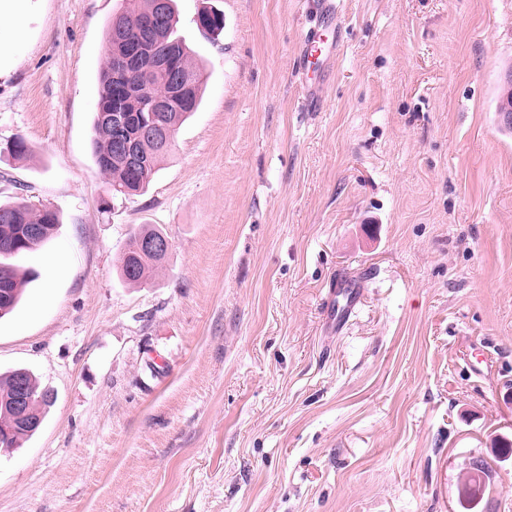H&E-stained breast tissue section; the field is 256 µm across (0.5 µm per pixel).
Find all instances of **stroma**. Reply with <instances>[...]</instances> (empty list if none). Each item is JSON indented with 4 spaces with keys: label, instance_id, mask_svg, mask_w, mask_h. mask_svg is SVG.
Here are the masks:
<instances>
[{
    "label": "stroma",
    "instance_id": "stroma-1",
    "mask_svg": "<svg viewBox=\"0 0 512 512\" xmlns=\"http://www.w3.org/2000/svg\"><path fill=\"white\" fill-rule=\"evenodd\" d=\"M122 0H27L0 26V203L60 222L15 258L0 374L54 403L0 450V512H466L486 463L512 512V0H176L202 105L149 186L112 199L91 150ZM224 13L205 36L203 8ZM170 254L125 284L133 231ZM363 296L326 333L340 283ZM164 237L162 239H159ZM145 248L152 254L146 252L142 247V241ZM170 243L164 232L158 225H143L135 231L129 239V242L119 259L118 270L120 277L124 282L130 285L142 286L148 284L164 267L169 252ZM156 255V256H155ZM484 463V461H483ZM482 459L476 458L469 464V476L460 487V496L471 504H477L482 499V486L485 481Z\"/></svg>",
    "mask_w": 512,
    "mask_h": 512
}]
</instances>
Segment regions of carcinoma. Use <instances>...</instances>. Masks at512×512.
I'll return each instance as SVG.
<instances>
[{
  "instance_id": "obj_1",
  "label": "carcinoma",
  "mask_w": 512,
  "mask_h": 512,
  "mask_svg": "<svg viewBox=\"0 0 512 512\" xmlns=\"http://www.w3.org/2000/svg\"><path fill=\"white\" fill-rule=\"evenodd\" d=\"M128 6L116 13L107 25V54L101 77L98 107L112 102V46L119 39L143 43V49L131 71V80L151 95L169 92L171 72L160 69L156 61L177 48L175 70L192 84L191 99L174 103L169 111L160 113L161 126L170 133L167 141L137 135L139 164L127 161L114 147L112 120L109 113L94 112L92 151L100 173L107 180L109 191L120 195H133L145 189L165 156L168 154L179 127L197 111L202 97L201 67L192 50L176 34L175 0H126ZM197 26L207 35H219L224 30V15L210 8L198 14ZM39 226V239L29 240L27 228ZM59 224L58 214L46 207L37 208L24 199L0 205V319L9 316L22 300L26 276L5 259L36 249L53 233ZM164 232L157 225H144L135 231L119 259L118 270L122 280L130 285L148 284L164 267L166 259L158 258L142 247L145 238H161ZM24 384L31 397V417L36 418L52 404L48 392L40 389L36 379L26 369H16L0 375V399L11 396L18 384ZM34 435L19 427L11 410L0 405V438L9 447L18 448Z\"/></svg>"
}]
</instances>
